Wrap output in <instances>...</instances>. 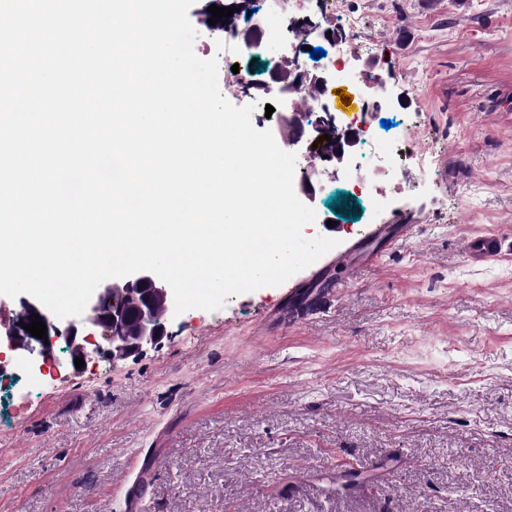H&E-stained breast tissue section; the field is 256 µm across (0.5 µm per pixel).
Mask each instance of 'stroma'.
Returning a JSON list of instances; mask_svg holds the SVG:
<instances>
[{"label":"stroma","mask_w":512,"mask_h":512,"mask_svg":"<svg viewBox=\"0 0 512 512\" xmlns=\"http://www.w3.org/2000/svg\"><path fill=\"white\" fill-rule=\"evenodd\" d=\"M195 53L240 95L292 56L209 29ZM377 36L346 39L348 70L384 81L377 139L425 148L371 190L327 164L305 238L347 248L408 219L409 238L345 276L335 251L278 286L171 317L138 356L71 366L65 341L0 376V512H512V0H343ZM391 128H382V120ZM348 192L339 210L332 197ZM509 249L485 261L469 242ZM323 268L329 295L292 293ZM370 482L336 489L342 459Z\"/></svg>","instance_id":"stroma-1"}]
</instances>
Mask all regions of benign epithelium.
Returning a JSON list of instances; mask_svg holds the SVG:
<instances>
[{
  "label": "benign epithelium",
  "mask_w": 512,
  "mask_h": 512,
  "mask_svg": "<svg viewBox=\"0 0 512 512\" xmlns=\"http://www.w3.org/2000/svg\"><path fill=\"white\" fill-rule=\"evenodd\" d=\"M299 112H283L278 121L277 133L281 141L294 149L302 142L316 145L325 151L326 160L338 164L346 163V147L353 142V135L339 126L336 116L330 112L308 127ZM331 140L324 139V135ZM171 301L168 284L152 272L142 271L122 278L106 279L91 295L81 320L65 322L64 330L54 324L39 305L23 298L22 311L11 326H0V346L24 358L34 352L43 357L50 354L56 339L64 338L72 348L73 357L88 358V354H105L112 359L125 360L142 353L145 348L157 345L166 335V325L158 324L154 301L157 297ZM137 299V305L125 304L128 298ZM47 327L48 338L33 337L23 326L29 324L32 313ZM103 339L105 345L97 343Z\"/></svg>",
  "instance_id": "benign-epithelium-1"
}]
</instances>
